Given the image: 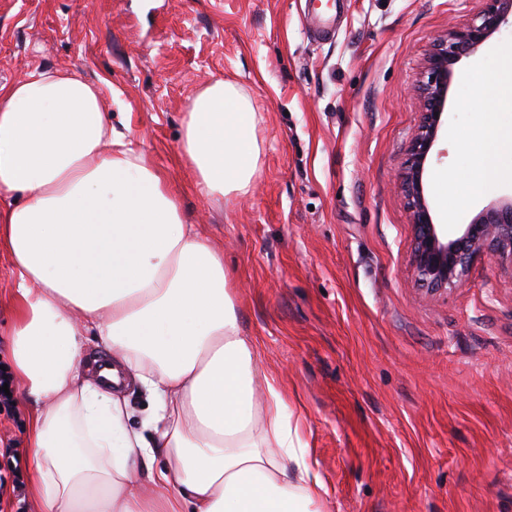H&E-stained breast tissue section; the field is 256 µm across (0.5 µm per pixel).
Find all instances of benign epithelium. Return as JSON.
<instances>
[{
    "label": "benign epithelium",
    "instance_id": "7a95c632",
    "mask_svg": "<svg viewBox=\"0 0 512 512\" xmlns=\"http://www.w3.org/2000/svg\"><path fill=\"white\" fill-rule=\"evenodd\" d=\"M512 24V0H486L485 8L448 31L434 45L420 84L422 121L407 149L402 188L414 230L411 265L429 292L448 291L468 273L481 254L512 258V198L484 209L450 239L433 224L422 185L424 164L437 139L454 65L476 54L501 28Z\"/></svg>",
    "mask_w": 512,
    "mask_h": 512
}]
</instances>
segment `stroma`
I'll use <instances>...</instances> for the list:
<instances>
[{
	"instance_id": "35a3bbf8",
	"label": "stroma",
	"mask_w": 512,
	"mask_h": 512,
	"mask_svg": "<svg viewBox=\"0 0 512 512\" xmlns=\"http://www.w3.org/2000/svg\"><path fill=\"white\" fill-rule=\"evenodd\" d=\"M485 0H0V85L78 68L117 131L167 178L223 251L241 324L287 393L328 490L327 512H512V262L477 257L427 295L410 264L401 187L432 45ZM334 15L326 31L316 16ZM512 28L454 67L425 165L434 223L456 231L512 194L473 199L472 73L502 68ZM216 79L251 98L262 147L248 193L210 197L181 152L191 91ZM15 313L0 251V366Z\"/></svg>"
}]
</instances>
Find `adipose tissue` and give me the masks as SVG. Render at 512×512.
Masks as SVG:
<instances>
[{
    "label": "adipose tissue",
    "instance_id": "ef3b65f1",
    "mask_svg": "<svg viewBox=\"0 0 512 512\" xmlns=\"http://www.w3.org/2000/svg\"><path fill=\"white\" fill-rule=\"evenodd\" d=\"M255 124L236 84L192 92L181 155L201 191H248ZM466 148L479 162L460 185L475 195L512 130L481 119ZM1 247L36 512H321L310 450L242 329L223 252L76 70L0 85ZM92 341L112 355L95 380L80 369ZM131 382L151 400L138 429L115 393Z\"/></svg>",
    "mask_w": 512,
    "mask_h": 512
}]
</instances>
